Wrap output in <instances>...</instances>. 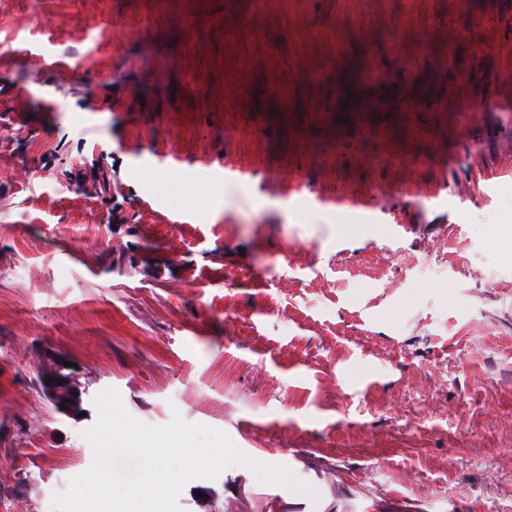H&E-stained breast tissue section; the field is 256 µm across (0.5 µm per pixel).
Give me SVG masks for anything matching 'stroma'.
<instances>
[{"mask_svg":"<svg viewBox=\"0 0 512 512\" xmlns=\"http://www.w3.org/2000/svg\"><path fill=\"white\" fill-rule=\"evenodd\" d=\"M511 233L512 0H0V512L108 388L242 455L182 512H512ZM50 353L45 354L44 357L48 361V364L45 368H43L39 372V380L42 386V391L51 405L54 407L55 411L58 413H63L68 416H75L76 409L67 400L66 403H63V394H68L72 399H75L81 403L83 391H81L78 383L76 382V378L74 375V371L72 366L67 367L61 363V360H66L67 362H71L66 356L62 353L51 350ZM64 371H70L68 375H64ZM60 379V382H53L52 384H46L45 379ZM62 379H65V382H62ZM60 404H63L64 409L60 408ZM85 409L82 407V403L79 406V412H83Z\"/></svg>","mask_w":512,"mask_h":512,"instance_id":"35a3bbf8","label":"stroma"}]
</instances>
